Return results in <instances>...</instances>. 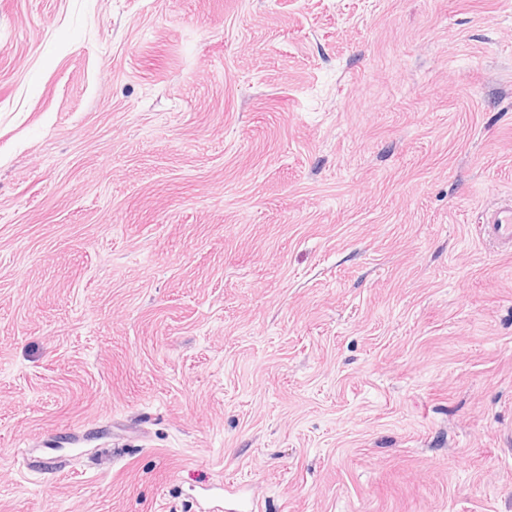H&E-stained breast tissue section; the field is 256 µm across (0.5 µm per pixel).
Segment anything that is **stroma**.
I'll list each match as a JSON object with an SVG mask.
<instances>
[{
  "mask_svg": "<svg viewBox=\"0 0 512 512\" xmlns=\"http://www.w3.org/2000/svg\"><path fill=\"white\" fill-rule=\"evenodd\" d=\"M512 0H0V512H512ZM479 229L495 242L512 250V205L501 206L490 214L482 215Z\"/></svg>",
  "mask_w": 512,
  "mask_h": 512,
  "instance_id": "1",
  "label": "stroma"
}]
</instances>
